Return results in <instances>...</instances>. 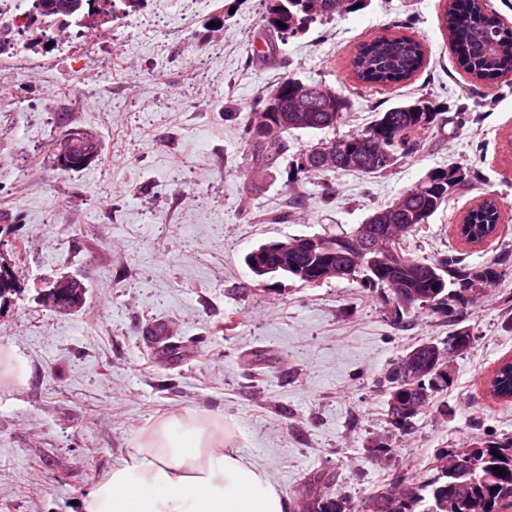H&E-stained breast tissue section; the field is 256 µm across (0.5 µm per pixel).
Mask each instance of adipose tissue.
Segmentation results:
<instances>
[{
  "mask_svg": "<svg viewBox=\"0 0 512 512\" xmlns=\"http://www.w3.org/2000/svg\"><path fill=\"white\" fill-rule=\"evenodd\" d=\"M223 419L189 411L152 428L82 512H287L281 490L227 442Z\"/></svg>",
  "mask_w": 512,
  "mask_h": 512,
  "instance_id": "1",
  "label": "adipose tissue"
}]
</instances>
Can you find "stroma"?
I'll list each match as a JSON object with an SVG mask.
<instances>
[{"label": "stroma", "mask_w": 512, "mask_h": 512, "mask_svg": "<svg viewBox=\"0 0 512 512\" xmlns=\"http://www.w3.org/2000/svg\"><path fill=\"white\" fill-rule=\"evenodd\" d=\"M447 0H365L280 43V62L251 61L265 0H145L112 24V65L92 70L68 100L63 67L30 53L0 109V252L18 286L0 308V350L27 368L0 380V512H81L79 503L137 448L162 417L187 409L223 418L231 447L262 467L286 497L320 471L355 504L397 479L422 483L439 449L512 437V401L488 392L512 359V260L485 294L451 320L424 308L393 309L383 290L352 279L311 288L255 277L245 257L287 237L351 231L434 171L468 181L408 244L431 262L463 252L482 267L512 257V74L477 80L457 63L444 23ZM425 46L408 81L356 79L351 59L376 36ZM291 75L342 91L350 108L336 128L295 130L275 168L251 169L243 130L252 104ZM439 112L423 149L386 173L297 170L318 142L362 131L380 112L416 99ZM90 130L101 158L52 168L49 139ZM496 198L498 233L479 246L454 226L483 197ZM268 214L281 215L277 224ZM26 247L15 250L16 241ZM63 276L86 287L64 313L40 291ZM232 338L214 327L225 316ZM175 321L190 345L178 361L144 342L153 322ZM467 331L472 348L451 361L437 393L402 434L386 421L385 371L418 342ZM265 351L260 379L243 357ZM391 448L384 462L373 450Z\"/></svg>", "instance_id": "stroma-1"}]
</instances>
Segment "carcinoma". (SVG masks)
Wrapping results in <instances>:
<instances>
[{"label":"carcinoma","instance_id":"carcinoma-1","mask_svg":"<svg viewBox=\"0 0 512 512\" xmlns=\"http://www.w3.org/2000/svg\"><path fill=\"white\" fill-rule=\"evenodd\" d=\"M38 11L47 22L70 21L83 26L86 15L99 17L97 27L103 28L110 20L127 14V8L140 4L141 0H101L99 9L91 10L95 0H82V7L71 15L60 14L59 0H35ZM360 7V0H267L262 17L265 30L266 50L257 51L259 61L274 58L276 42L305 32L311 24L327 20L341 11H352ZM445 24L452 45L458 48L456 58L459 67L472 77L493 82L512 71V33L501 27L494 15L486 13L484 0H449L445 10ZM425 58L423 45L408 36H378L365 43L353 55L351 65L357 79L368 84L397 85L409 80L422 67ZM309 87L293 77H285L275 88L261 94L253 104L245 126V143L251 168L268 171L288 151L286 134L291 130H324L336 126L348 111L347 97L341 92L315 84L321 97L330 101L328 109L315 107L308 112L296 111L298 97ZM277 94L282 113L270 111L269 97ZM438 112L425 99L403 103L379 113V117L363 131L330 142L336 147V164L322 168L312 164L305 169L296 164L298 170L310 173H328L353 169L366 174L386 172L398 158L411 154L424 145L422 134L433 128ZM69 148L72 158H81L87 153L99 156L101 149L97 137L87 141L63 145L60 136L51 143V159H56ZM464 186V179L455 170L437 171L426 180L400 194L391 204L372 213L363 224L351 232L340 234L349 247L336 251V264L353 265L352 277L360 280L364 288H388L396 278L402 283L399 292H389V299L403 311L411 312L429 305L446 316L460 315L476 300L473 289L481 288L497 276L494 266L509 261L505 256L493 266L473 268L455 254H448L435 262L416 260L404 250L389 258L394 268L382 271L366 268V255L362 254L361 242L365 237L387 239L399 237V244L409 241L422 225L448 201V198ZM493 210L495 220H500L499 204L485 198L473 207L475 216L465 214L462 223L468 232L460 238L481 243L492 237L497 225H482L480 221L490 218ZM458 332L448 334V339L439 345L433 341L422 342L413 350L425 354L418 360L415 370L425 371V387L416 390L408 387L401 376L404 358L395 361L386 374L389 399L387 400V422L397 430L413 427L412 419L419 410L430 404L435 394L448 389L450 379L435 375L429 369L428 356L436 348L453 354ZM490 394L498 399H512V361L503 362L489 383ZM460 451L462 463L452 465L443 462L433 465V476L424 484H407L394 481L372 500L371 512H508L512 509V437L491 439L479 445L462 444L455 448H444L437 453L439 459L453 457ZM503 470L499 476L496 471ZM300 512H359L347 497L332 490V482L321 472L308 475L295 492ZM445 507H439V504Z\"/></svg>","mask_w":512,"mask_h":512}]
</instances>
